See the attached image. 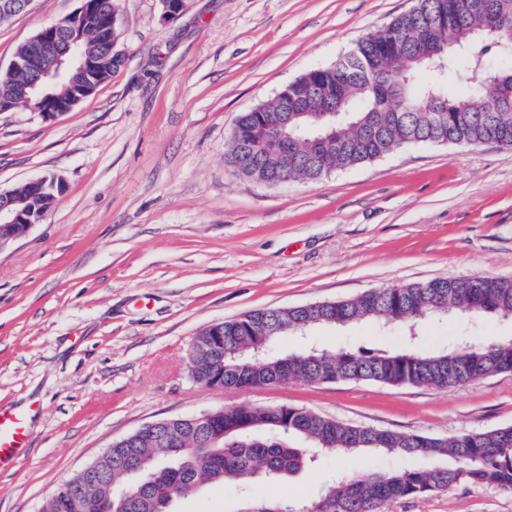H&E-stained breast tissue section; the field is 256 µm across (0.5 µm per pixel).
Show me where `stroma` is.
Listing matches in <instances>:
<instances>
[{
    "label": "stroma",
    "mask_w": 512,
    "mask_h": 512,
    "mask_svg": "<svg viewBox=\"0 0 512 512\" xmlns=\"http://www.w3.org/2000/svg\"><path fill=\"white\" fill-rule=\"evenodd\" d=\"M416 0H115L124 63L47 121L0 112V190L55 175L64 194L0 250V404L26 410L30 446L0 472V512H44L58 486L155 421L241 404L302 407L339 421L436 436L512 425V372L441 390L370 381L211 389L190 371L205 327L262 308L356 297L438 277L512 279V149L416 144L315 182L269 185L226 161L241 113L333 63ZM80 0H32L0 22V71ZM512 321L425 324L427 348ZM326 345L395 349L368 325L321 329ZM395 458L326 456L252 495L304 497L335 475ZM232 483L177 512H243ZM383 512H512V493L459 486Z\"/></svg>",
    "instance_id": "35a3bbf8"
}]
</instances>
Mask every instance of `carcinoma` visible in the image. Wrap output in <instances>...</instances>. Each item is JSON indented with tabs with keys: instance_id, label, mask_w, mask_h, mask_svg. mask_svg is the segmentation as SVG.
Listing matches in <instances>:
<instances>
[{
	"instance_id": "cac0c4a2",
	"label": "carcinoma",
	"mask_w": 512,
	"mask_h": 512,
	"mask_svg": "<svg viewBox=\"0 0 512 512\" xmlns=\"http://www.w3.org/2000/svg\"><path fill=\"white\" fill-rule=\"evenodd\" d=\"M498 6V26L512 31V0H418L416 7L362 39L339 64L321 67L306 89L342 103L320 119L306 112H282L277 99L242 113L227 161L240 175L274 184L314 182L386 155L407 144L441 135L457 145L512 147V112H488L471 80L491 64L512 59L494 37L474 41L485 24V5ZM103 27L115 16L113 0H91ZM88 51L103 62L98 83L123 64L122 56L89 36ZM444 49V75L467 84L468 95L450 97L445 80L419 60L424 49ZM31 75L0 73V99L24 101L19 89ZM288 119V167L271 129ZM316 128L327 140L311 145L302 136ZM454 312L463 319L512 320V279L489 276L441 277L375 288L349 299L287 308L253 310L211 325L192 344L191 368L230 389L299 380L305 383L372 381L389 385L452 389L501 372H512V339L481 344L443 343L432 350L414 344L391 351L344 346L336 351L304 346L300 351L251 358L254 349L283 334L306 336L318 327L371 323L387 331L421 328L425 319ZM220 349H209L211 341ZM210 433L185 424L144 431L112 444V494L107 505L92 493H68L47 512H173L175 501L210 483H279L310 467L314 453L336 456L372 451L400 459H446L433 469L400 466L342 479L305 501L282 496L253 498L244 512H381L399 499L444 492L457 485L493 486L512 493V427L436 437L344 423L311 410L280 405L236 406L209 417Z\"/></svg>"
}]
</instances>
